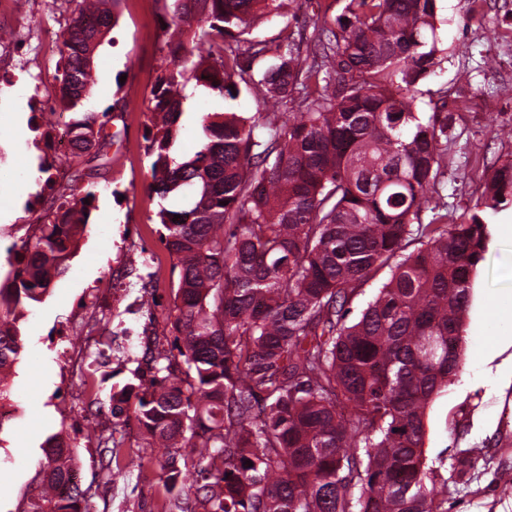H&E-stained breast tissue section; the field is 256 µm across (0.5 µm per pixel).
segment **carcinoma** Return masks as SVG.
<instances>
[{
  "mask_svg": "<svg viewBox=\"0 0 512 512\" xmlns=\"http://www.w3.org/2000/svg\"><path fill=\"white\" fill-rule=\"evenodd\" d=\"M67 2L51 110L73 113L79 164L115 138L87 105L119 0ZM344 2L305 55L290 33L274 46L250 38L299 0L165 5L170 60L150 91L144 152L179 268L167 313L178 354H151L150 379L137 370L112 393L163 453L110 475L155 465L180 512H448V480L423 456L426 409L460 371L490 217L512 204V157L486 171L469 216L423 223L448 155L446 100L425 118L412 94L441 62L437 0ZM241 84L265 111L201 112L195 150L175 156L194 90L231 96ZM97 193L59 187L48 218L7 249L0 407L25 350L20 321L68 273ZM42 451L21 512H86L74 446L56 433Z\"/></svg>",
  "mask_w": 512,
  "mask_h": 512,
  "instance_id": "carcinoma-1",
  "label": "carcinoma"
}]
</instances>
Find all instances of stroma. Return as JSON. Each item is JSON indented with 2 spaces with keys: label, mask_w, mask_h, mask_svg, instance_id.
<instances>
[{
  "label": "stroma",
  "mask_w": 512,
  "mask_h": 512,
  "mask_svg": "<svg viewBox=\"0 0 512 512\" xmlns=\"http://www.w3.org/2000/svg\"><path fill=\"white\" fill-rule=\"evenodd\" d=\"M316 0H303L297 14L268 17L252 30L273 41L282 31L311 35ZM118 24L94 58L91 107L108 113L117 138L106 155L92 160L91 179L100 193L90 224L79 241L66 277L35 305L22 324L25 353L13 376V419L0 430V512L22 506L43 456L41 446L54 433L78 446L81 487L89 512H160L162 483L158 472L109 481L107 454L97 433L116 428L129 453L142 452L143 436L135 419L113 417L112 387L131 380V365H108L92 377L65 362L62 351L79 347L69 333L74 323L105 327L112 292L120 287L129 247L145 251L157 283L154 314L141 318L142 345L170 349L166 313L178 282L175 260L159 240L157 201L144 154V109L155 76L167 62L160 22L164 0H120ZM70 18L59 0H0V36L60 30ZM437 26L444 48L434 74L415 87L418 111L431 113L440 95L466 97L468 107L448 114V157L444 188L433 203L437 212L457 221L469 215L482 191V175L498 158L512 155V139L499 138L497 126H512V0H439ZM55 62L29 54L0 59V101L12 110L0 136L11 140L24 158L0 173L12 190L0 200V225L31 223L52 204L34 166L35 140L45 128L55 97ZM46 80L39 100H30L36 77ZM32 183L19 194L17 188ZM512 238L495 232L473 283L466 322L462 371L447 392L429 407L424 456L443 477H451L464 450L481 449L483 459L448 496V512H512V367L495 358V350L512 343Z\"/></svg>",
  "instance_id": "stroma-1"
}]
</instances>
